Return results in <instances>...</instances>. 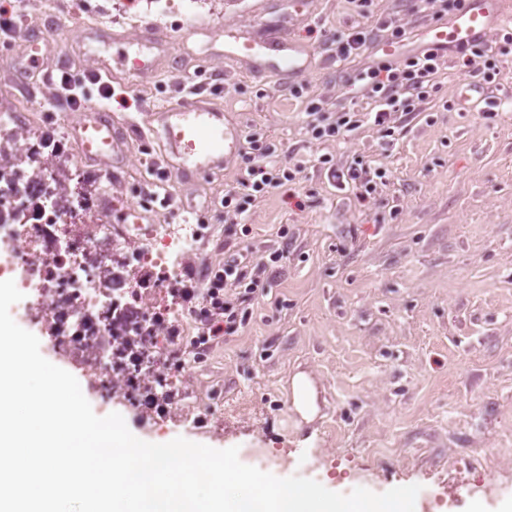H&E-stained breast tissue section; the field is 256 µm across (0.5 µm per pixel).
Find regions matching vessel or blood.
Here are the masks:
<instances>
[{"label": "vessel or blood", "mask_w": 512, "mask_h": 512, "mask_svg": "<svg viewBox=\"0 0 512 512\" xmlns=\"http://www.w3.org/2000/svg\"><path fill=\"white\" fill-rule=\"evenodd\" d=\"M505 24L512 25V0H465L463 7L446 22L424 33L423 48L434 52L459 48L489 38ZM91 35L105 47L104 53L95 57L92 74L96 77L111 75L110 49L116 40L105 25L94 27ZM157 41L154 30H143L139 38L140 51H122L123 61L134 72L150 70L153 62L147 58L145 50ZM224 54L230 59L245 57L260 66L271 65L292 80L305 76L313 64L308 47L290 35L259 39L243 38L234 33ZM158 116L168 146L178 160L177 166L186 173L211 174L239 153L240 129L229 126L223 113L205 98L187 97L177 106L160 108ZM73 134L83 146L87 160L97 162L111 158L116 136L109 107L84 105Z\"/></svg>", "instance_id": "vessel-or-blood-1"}]
</instances>
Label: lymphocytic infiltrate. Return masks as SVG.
I'll return each instance as SVG.
<instances>
[{"label":"lymphocytic infiltrate","instance_id":"obj_1","mask_svg":"<svg viewBox=\"0 0 512 512\" xmlns=\"http://www.w3.org/2000/svg\"><path fill=\"white\" fill-rule=\"evenodd\" d=\"M372 2L354 0L355 13L361 22L337 34V61L364 54L372 32L365 27L364 21L371 16ZM509 56H512L511 32L459 51L460 74L486 85L493 93L491 104L495 107L500 104L499 65L503 58ZM444 63L443 55L421 54L359 69L347 79L345 90L352 96L370 101V110L363 112L348 108L333 111L324 100H310L307 106L309 133L316 140L337 138L369 122L383 137L395 136L403 117L420 111L422 104L429 102L437 89V79ZM245 141L247 148L241 154L243 174L237 187L224 192V221L228 224L241 223L257 199L283 182L295 180L297 174L304 170L300 163L288 168L279 165L263 129H251ZM334 175L338 183L352 184L357 199L364 201L376 192L378 184L384 182L387 170L381 165L371 167L356 160L349 166L335 169ZM266 269V261L255 257L249 250L231 255L222 271L216 272L209 283L210 306L200 312L203 327L217 336L236 333L245 321L247 305L264 287Z\"/></svg>","mask_w":512,"mask_h":512}]
</instances>
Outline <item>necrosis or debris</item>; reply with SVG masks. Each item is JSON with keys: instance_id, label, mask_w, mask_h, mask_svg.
I'll return each mask as SVG.
<instances>
[{"instance_id": "1", "label": "necrosis or debris", "mask_w": 512, "mask_h": 512, "mask_svg": "<svg viewBox=\"0 0 512 512\" xmlns=\"http://www.w3.org/2000/svg\"><path fill=\"white\" fill-rule=\"evenodd\" d=\"M74 167L62 139L0 115V245L12 251L0 277L31 297L51 348L94 382L103 406L119 392L157 427L175 414L206 422L208 401L186 388L200 353L179 287L202 226L109 224L104 174L77 191Z\"/></svg>"}]
</instances>
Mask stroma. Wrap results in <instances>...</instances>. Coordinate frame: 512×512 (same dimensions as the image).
<instances>
[{"label":"stroma","mask_w":512,"mask_h":512,"mask_svg":"<svg viewBox=\"0 0 512 512\" xmlns=\"http://www.w3.org/2000/svg\"><path fill=\"white\" fill-rule=\"evenodd\" d=\"M116 0H24L19 37L45 45L26 83L0 53V98H15L31 129L53 127L81 147L66 113L44 104L39 71L65 63L86 76L92 66L81 31L108 24L129 49L143 27L163 43L152 70L113 64L109 83L119 138L106 168L115 224H196L205 230L186 280L205 286L209 269L242 246L271 261L265 288L248 305L238 331L187 386L220 388L221 401L251 402L245 415L203 425L169 424L172 437L216 449L238 447L242 463L278 477L298 475L327 489L375 493L412 484L415 512H512V104L487 114L459 111L456 51H449L439 90L426 111L406 117L395 140L371 126L316 141L307 131L308 99L329 108L356 69L384 59L387 37L364 55L337 61L329 48L353 10L348 0H143L112 20ZM415 0H374L375 16L401 20V55L414 53L427 24ZM251 36L294 35L314 54L309 84L289 99L291 82L274 70L253 75L224 55L225 30ZM197 74L211 103L239 129L262 127L281 165L306 164L251 207L246 225L224 221V191L241 177L232 158L220 173L190 177L170 165L157 110L177 105ZM360 157L385 163L390 176L366 201L339 186L330 169ZM169 206L143 203L140 186L156 182ZM250 235H243V227ZM310 375L318 412L304 420L291 381Z\"/></svg>","instance_id":"35a3bbf8"}]
</instances>
